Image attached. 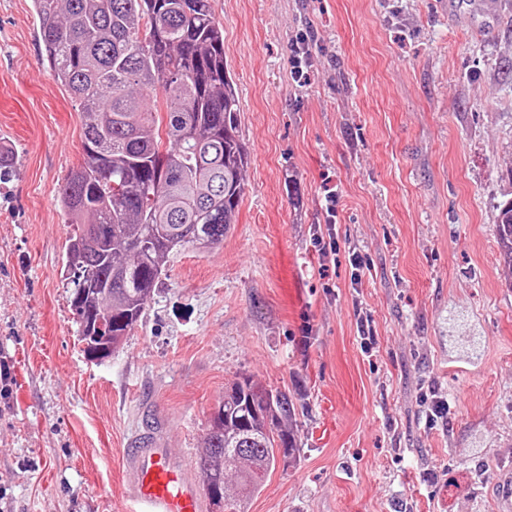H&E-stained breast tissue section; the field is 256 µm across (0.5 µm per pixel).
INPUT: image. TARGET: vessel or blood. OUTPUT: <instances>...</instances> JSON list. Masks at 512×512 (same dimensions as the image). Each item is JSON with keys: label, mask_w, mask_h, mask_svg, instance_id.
<instances>
[{"label": "vessel or blood", "mask_w": 512, "mask_h": 512, "mask_svg": "<svg viewBox=\"0 0 512 512\" xmlns=\"http://www.w3.org/2000/svg\"><path fill=\"white\" fill-rule=\"evenodd\" d=\"M123 462L128 512H209L193 467L158 439L135 438L125 448Z\"/></svg>", "instance_id": "obj_1"}]
</instances>
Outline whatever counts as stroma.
Segmentation results:
<instances>
[{"mask_svg": "<svg viewBox=\"0 0 512 512\" xmlns=\"http://www.w3.org/2000/svg\"><path fill=\"white\" fill-rule=\"evenodd\" d=\"M492 2L211 0L245 196L223 244L171 256L96 361L64 286L76 227L55 195L83 160L85 118L40 61L32 0H0V141L17 154L0 174V512H126V444L157 428L197 461L241 377L288 392L297 420L294 458L249 512H505L512 271L496 224L512 197V0ZM331 195L339 250L324 259L313 236ZM431 387L455 400L433 427Z\"/></svg>", "mask_w": 512, "mask_h": 512, "instance_id": "stroma-1", "label": "stroma"}]
</instances>
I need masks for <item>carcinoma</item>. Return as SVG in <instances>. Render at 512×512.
I'll return each mask as SVG.
<instances>
[{
    "instance_id": "carcinoma-1",
    "label": "carcinoma",
    "mask_w": 512,
    "mask_h": 512,
    "mask_svg": "<svg viewBox=\"0 0 512 512\" xmlns=\"http://www.w3.org/2000/svg\"><path fill=\"white\" fill-rule=\"evenodd\" d=\"M41 61L79 102L83 161L58 188L77 225L64 286L83 351L122 341L166 273L167 259L214 248L245 195L248 150L210 0H33ZM501 256L512 269V199L500 206ZM198 468L214 509L246 512L278 460L297 450L288 393L249 378L224 390Z\"/></svg>"
}]
</instances>
